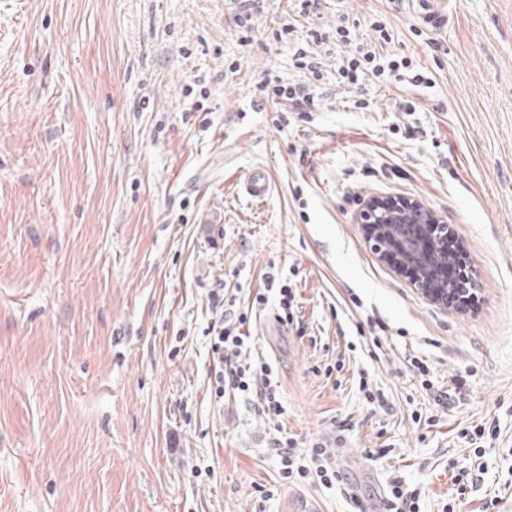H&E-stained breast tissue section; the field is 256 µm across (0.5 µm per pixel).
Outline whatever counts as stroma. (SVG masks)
<instances>
[{
	"mask_svg": "<svg viewBox=\"0 0 512 512\" xmlns=\"http://www.w3.org/2000/svg\"><path fill=\"white\" fill-rule=\"evenodd\" d=\"M236 7L0 0V512H380L392 477L421 512H498L512 497V0H454L442 32L393 0L302 16L261 0L247 38ZM286 20L332 38L302 119L252 97L266 74L308 78L276 36ZM375 21L407 66L346 89L337 69ZM258 166L274 185L262 202L241 190ZM389 196L456 230L478 310L432 301L380 258L359 203ZM267 272L297 300L277 335L272 303L251 327L278 374L275 421L207 386L209 290L240 303ZM340 354L343 370L320 373ZM460 376V398L439 402ZM490 420L498 439L474 449L464 431ZM278 426L326 445L337 489L262 501Z\"/></svg>",
	"mask_w": 512,
	"mask_h": 512,
	"instance_id": "obj_1",
	"label": "stroma"
}]
</instances>
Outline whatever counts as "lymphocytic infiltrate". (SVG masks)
Masks as SVG:
<instances>
[{"instance_id": "obj_1", "label": "lymphocytic infiltrate", "mask_w": 512, "mask_h": 512, "mask_svg": "<svg viewBox=\"0 0 512 512\" xmlns=\"http://www.w3.org/2000/svg\"><path fill=\"white\" fill-rule=\"evenodd\" d=\"M376 46L357 51L343 60L338 69L344 86H358L361 77L367 74H384L400 69L398 61H383L379 52L381 45L387 44L385 26L375 25ZM260 99L282 105L284 111L304 114L314 105V97L309 86L284 81L282 78L264 79L255 88ZM440 248L448 255V266L442 271L444 280L453 287L444 300L445 306L452 309L472 310L480 303L479 290L470 286L468 278L473 273L469 253L463 247L457 233L448 231L439 239ZM277 300L278 317L288 322L294 317L296 292L288 285H276L274 276H267L265 288L248 298L243 308L228 311L224 308L223 289L210 292L209 303L212 317L207 327L208 352L211 356L208 386L214 401L224 396L255 397L259 410L270 417L285 414L286 409L280 394L271 380L273 368L269 362H244L240 356L244 349L251 347L254 338L250 328L254 317L263 311L269 300ZM269 449L277 463L278 476L283 481H305L317 478L326 489L335 488L342 477L329 461L326 447L319 442L309 447H299L296 438L284 430H277L269 442Z\"/></svg>"}]
</instances>
